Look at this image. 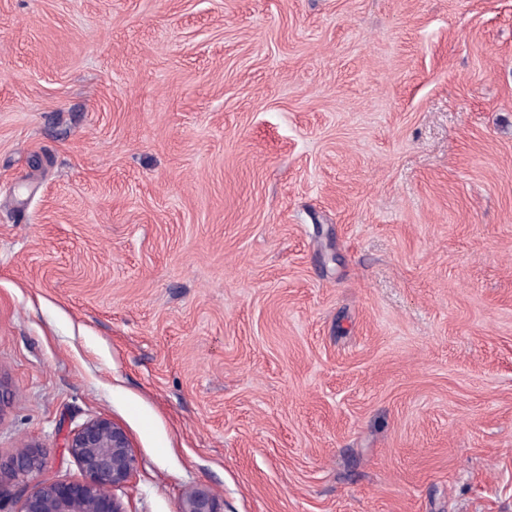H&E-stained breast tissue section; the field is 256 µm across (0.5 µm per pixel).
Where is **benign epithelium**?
<instances>
[{"instance_id":"7a95c632","label":"benign epithelium","mask_w":512,"mask_h":512,"mask_svg":"<svg viewBox=\"0 0 512 512\" xmlns=\"http://www.w3.org/2000/svg\"><path fill=\"white\" fill-rule=\"evenodd\" d=\"M84 479L41 482L26 497L21 512H123L112 490L132 477L137 459L125 430L104 418L87 422L68 440ZM44 453L29 450L9 463L0 462V475L29 476L40 472ZM180 512H222L218 501L205 490L187 495Z\"/></svg>"}]
</instances>
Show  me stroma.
Listing matches in <instances>:
<instances>
[{
	"label": "stroma",
	"instance_id": "stroma-1",
	"mask_svg": "<svg viewBox=\"0 0 512 512\" xmlns=\"http://www.w3.org/2000/svg\"><path fill=\"white\" fill-rule=\"evenodd\" d=\"M512 512V0H0V512ZM84 479L41 482L21 512H123L112 490L132 477L137 459L125 430L104 418L87 422L68 440ZM44 463V453L39 450H29L17 455L8 464L0 461V477L5 470L12 476H29L40 472ZM218 501L206 490H195L187 495L180 512H222Z\"/></svg>",
	"mask_w": 512,
	"mask_h": 512
}]
</instances>
